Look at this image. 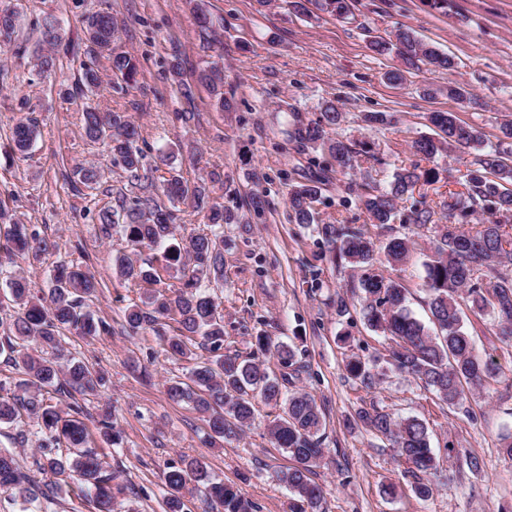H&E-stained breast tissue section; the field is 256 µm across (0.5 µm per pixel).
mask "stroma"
Masks as SVG:
<instances>
[{
	"label": "stroma",
	"instance_id": "1",
	"mask_svg": "<svg viewBox=\"0 0 512 512\" xmlns=\"http://www.w3.org/2000/svg\"><path fill=\"white\" fill-rule=\"evenodd\" d=\"M196 3L212 22L209 32L197 24ZM1 7L16 11L18 36L0 42V222L25 224L47 244L39 259L15 255L8 274L29 277L38 298L47 296L50 276L63 262L82 265L99 284L86 304L110 324L111 334L81 336L66 329L61 343L70 357L105 377L98 394L80 402L91 429L103 404L111 403L122 435L105 458L115 512H164V472L196 457L213 481L242 489L255 512H291L292 495L277 475L294 461L270 440L267 426L279 410L263 403L238 437L208 444L202 415L191 404L170 401L165 387L170 378L188 380L207 350L197 349L193 361L177 359L152 331L127 329L124 313L139 303L141 291L115 277L112 260L129 246L120 229L103 237L98 213L115 207L118 198L133 200L137 190L113 164L108 146L86 137L82 111L88 104L127 115L159 175L173 171L205 184L214 202L241 216V223L224 227V280L210 288L224 312V352L265 363L285 378L287 390H305L322 407L324 454L312 474L325 489L320 512H512V459L499 448L501 436L512 432V342L494 334L492 317L466 315L477 351L500 378L470 391L464 414L389 368L371 387L355 382L347 362L382 359L384 339L364 324L361 297L345 288L350 265L323 254L317 225L291 222L285 185L286 179L313 175L314 161L325 158L319 151L300 152L289 141L290 104L309 121L318 118L322 103L333 102L344 114L347 135L374 143L378 158L362 160L361 169L382 185L396 167L416 162L411 144L429 133V113H455L479 126L486 142L497 143L501 122L512 120V0H448L444 14L424 0H357L346 20L317 9L299 15L285 6L263 8L257 0H0ZM101 9L117 19L121 42L138 62L137 83L115 87L100 57L97 92L66 95L83 60L61 57L55 75L40 76L33 56L43 22L57 18L63 40L74 41L82 35L84 15ZM400 29L454 56L457 71L389 81L386 74L399 61L395 54L371 51L368 38L389 39ZM176 59L183 67L178 84L168 72ZM214 62L224 71L232 110L218 107L198 81L200 69ZM452 81L465 86L472 101L449 99ZM184 83L192 97L183 96ZM368 112L393 114L397 122L364 129L361 118ZM29 117L38 121V137L28 151L12 152V129ZM85 162L105 173L97 189L75 175ZM327 178L317 224H365L362 209L340 202L346 176L331 172ZM253 193L267 201L261 212L246 205ZM428 242V231H421L407 263L394 272L423 320L427 294L420 275ZM341 296L347 311L340 316ZM261 333L292 347V366L258 349ZM373 407L426 421L438 462L430 497L416 496L388 441L356 422L358 409ZM469 454L481 459V469L468 467Z\"/></svg>",
	"mask_w": 512,
	"mask_h": 512
}]
</instances>
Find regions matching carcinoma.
I'll use <instances>...</instances> for the list:
<instances>
[{
	"mask_svg": "<svg viewBox=\"0 0 512 512\" xmlns=\"http://www.w3.org/2000/svg\"><path fill=\"white\" fill-rule=\"evenodd\" d=\"M293 10L306 15L310 6L338 18L352 14L353 0H289ZM56 19L45 20L41 41L48 52L35 55V66L42 73L56 67V48L61 38L49 37ZM15 12L0 9V38L12 40ZM118 23L108 11L98 10L85 20L83 37L71 41L66 54L76 57H104L113 83L131 87L136 83V58L117 43ZM372 51L383 54L396 51L400 66L390 79L401 82L406 75L422 67L453 71L454 57L425 42L408 30H399L395 41L379 37L369 40ZM204 83L217 105L231 108L224 96V75L216 65L201 70ZM102 83L98 69L86 64L77 85L82 94H94ZM84 129L89 140L108 144L112 155L139 190L131 204L99 213L101 231L108 234L112 226L123 227L135 249L155 252L154 260L140 262L123 254L114 259L115 276L124 282L146 284L140 303L125 311L127 328L136 332L146 326L160 337L166 351L174 358L194 359L192 342L209 347L210 356L196 363L190 382H166V394L176 403L189 402L206 414L210 443L230 438L255 421V400L284 403L282 415L268 425L274 443L293 458L296 465L280 472L279 479L293 494L292 512H307L320 506L323 488L309 474L323 456L321 430L325 420L321 406L306 391H283L279 380L270 375L262 363L239 359L221 352L224 343V316L214 299L203 289V282H219L224 277V235L226 224L239 223L238 215L217 204H209L206 187L189 185L178 174L157 186L152 169L136 142L137 127L122 113L104 112L89 106L83 112ZM427 120L432 134H422L413 148L424 159L443 152L477 151L473 167L458 177L461 192L448 191L435 206H413L405 213L397 210V201L422 183L440 182V171L420 164L400 167L392 180L382 187L365 176L348 185L370 223L390 226L399 223L407 232L378 244L365 226L354 224H320L317 226L322 245L336 262L346 261L356 271L347 285L351 293L362 294V314L366 324L383 334L387 341L386 362L430 388L448 407L459 409L466 390L481 388L496 378L494 365L481 356L462 316V307L475 315H490L496 322L497 335L512 339V121L500 125L503 139L487 145L482 132L473 124L461 121L453 112H432ZM342 112L327 103L314 122L294 117L288 138L300 147L328 153L336 162V171L347 174L358 166L359 157H371L365 142H356L341 133ZM37 136L34 122L19 123L13 132V148L27 150ZM80 182L89 189L102 181L100 169L90 164L78 167ZM322 178L307 182H288V206L297 224L316 221V203L322 195ZM172 204L191 201L195 207L208 209L207 230H192L182 236L175 233L174 212L156 199L157 189ZM432 224L435 235L430 254L424 263L423 288L432 326H425L407 305L408 290L386 268L406 263L414 246L413 237ZM3 236L14 253H33L45 249L24 224L4 228ZM182 281L172 294L166 295L153 285L161 281L160 272ZM49 301L34 300L30 282L15 274L9 282L11 302L16 314L0 318V355L18 367L24 378L13 385L8 396L0 395V424H13L27 417L34 420L47 436L34 460L37 468L66 481L76 474L86 483L95 512H112V473L103 466L101 455L119 444L120 432L112 422L108 408L98 421L97 434L84 422L83 408L75 395L93 393L103 376L81 362L68 358L61 345L60 332L67 328L83 336L109 333L110 326L94 319L85 299L96 292L94 277L79 264L64 263L54 270ZM257 345L271 351L279 362L293 361V351L276 344L269 336L256 337ZM351 377L365 386L372 385V375L365 363H348ZM356 420L372 432L388 439L398 459L410 465L414 492L427 497L433 492L425 476L436 469L429 441L428 426L417 417L396 418L377 409H360ZM205 465L192 458L183 467H173L163 474L166 512H184L182 491L191 474H203ZM0 489L9 492L18 512H30L34 503L49 499L45 486L32 479L11 452L0 451ZM207 507L219 512H252V504L242 491L224 482L212 483L205 495Z\"/></svg>",
	"mask_w": 512,
	"mask_h": 512,
	"instance_id": "1",
	"label": "carcinoma"
}]
</instances>
